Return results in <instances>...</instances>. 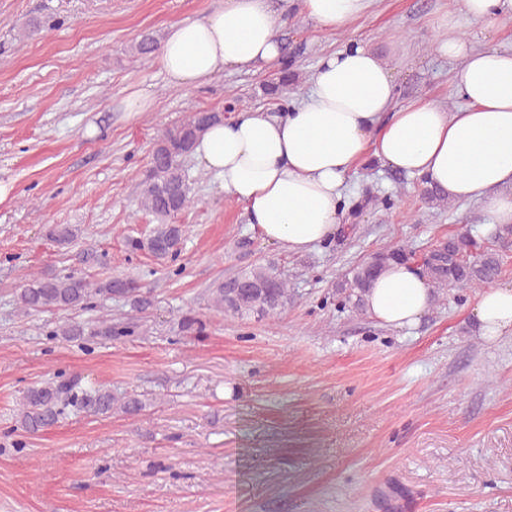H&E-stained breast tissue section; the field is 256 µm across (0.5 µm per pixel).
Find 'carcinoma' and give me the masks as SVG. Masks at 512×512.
<instances>
[{"instance_id":"carcinoma-1","label":"carcinoma","mask_w":512,"mask_h":512,"mask_svg":"<svg viewBox=\"0 0 512 512\" xmlns=\"http://www.w3.org/2000/svg\"><path fill=\"white\" fill-rule=\"evenodd\" d=\"M160 38L148 32L134 44V50L146 56L158 48ZM224 119L218 112L194 111L184 120L164 128L158 135L144 178L140 182V204L154 216L157 224L143 238H130L131 251L146 252L162 265L176 261L185 234L184 225L175 217L190 205L189 188L184 168L210 124ZM495 247H486L470 233L450 235L437 240L416 259V253L404 247L375 252L357 265L336 287L340 305L364 310L365 297L380 272L393 263H415L419 272L438 290L447 288H482L501 274L503 256L512 245V226H502L488 234ZM211 306L240 319H274L291 302L288 282L273 267L256 265L221 280L210 289ZM118 296L128 299L133 308L144 312L152 306L131 279L107 278L90 282L71 271L64 275L35 276L16 291V301L25 312L89 308L95 300ZM60 335L68 339L83 336H110L112 323L106 319L92 324L71 322L62 326ZM143 409L141 400L129 397L119 400L103 386L83 387L73 377L32 386L19 402L20 429L35 434L51 427L72 412L107 415L119 410L136 415Z\"/></svg>"}]
</instances>
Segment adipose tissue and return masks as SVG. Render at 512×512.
<instances>
[{"instance_id":"obj_1","label":"adipose tissue","mask_w":512,"mask_h":512,"mask_svg":"<svg viewBox=\"0 0 512 512\" xmlns=\"http://www.w3.org/2000/svg\"><path fill=\"white\" fill-rule=\"evenodd\" d=\"M374 0H299L301 14L333 30L366 14ZM512 17V0H460L439 17L437 53L455 65V109L424 99L395 102L392 68L357 42L324 54L311 88L289 111L243 113L213 125L195 153L243 205L266 241L300 252L334 235L348 180L366 154L416 176L454 200L475 202L486 226L512 224V47L476 48L460 30H493ZM283 44L268 0H224L203 19L172 23L158 53L174 84L194 88L227 67L278 63ZM433 302L409 264L390 266L366 298L381 323L409 327ZM479 334L512 330V286L482 292L474 310Z\"/></svg>"}]
</instances>
